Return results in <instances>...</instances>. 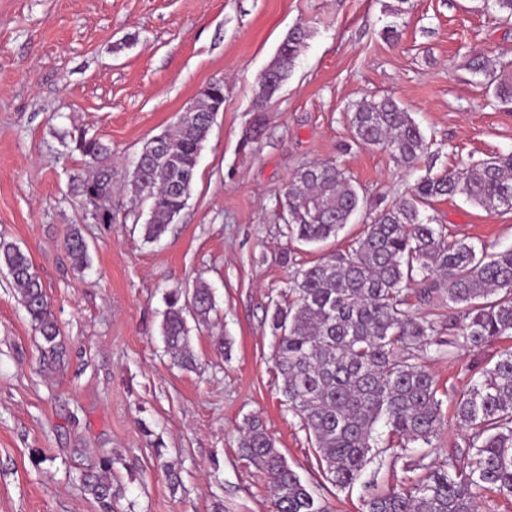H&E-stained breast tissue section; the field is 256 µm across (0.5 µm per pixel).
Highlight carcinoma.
<instances>
[{"label": "carcinoma", "instance_id": "carcinoma-1", "mask_svg": "<svg viewBox=\"0 0 512 512\" xmlns=\"http://www.w3.org/2000/svg\"><path fill=\"white\" fill-rule=\"evenodd\" d=\"M501 20L512 19V0H485ZM311 37L302 25L289 30L271 60L274 76H259L254 88V118L249 139L264 131L265 106L279 92ZM469 70L488 80L503 103L512 102V60L499 68L475 57ZM355 144L381 146L393 160L415 167L427 152L423 133L411 114L393 99L372 98L352 112ZM211 129L208 114L199 112L187 124L173 126L157 145L174 156L169 165L142 161L143 178L131 179L128 191L150 204L144 236L154 242L185 208L198 157ZM74 149L94 169L73 180L76 195L101 224L112 213L98 215L93 198L112 193L111 150L99 138L80 132ZM461 195L488 212H512V152L441 174H426L408 196L381 209L363 237L345 253L319 258L295 269L288 278L285 301L274 305L270 326L272 360L282 378L288 411L298 417L325 476L340 491L350 487L378 447L376 426L382 422L396 444L395 459L407 457L409 445L432 446L443 425L442 400L425 359L428 349L442 353L434 323L402 308L403 285L420 286L426 299L443 289L459 334L448 337V355L457 348L475 350L512 338V247L492 255L462 239L449 241L443 226L423 215L442 197ZM281 219L286 235L306 244L325 243L350 223L364 203L353 177L334 161H310L293 174L284 193ZM65 245L75 265H89L87 242L71 226ZM16 286L19 301L41 343L44 366L64 363L66 350L57 317L27 252L0 243V267ZM161 336L171 363L196 367L190 346L189 321L206 324L216 303L209 284L198 278L189 289L165 294ZM456 419L465 428V447L437 466L413 464L422 474L370 497L365 512H478L479 498L512 497V348L504 350L456 401ZM240 451L261 469L273 493L274 512H328L315 497L271 436L256 419L245 422ZM464 459L461 466L458 461ZM112 458L82 476L85 490L106 512L112 510Z\"/></svg>", "mask_w": 512, "mask_h": 512}]
</instances>
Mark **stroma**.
I'll list each match as a JSON object with an SVG mask.
<instances>
[{
    "mask_svg": "<svg viewBox=\"0 0 512 512\" xmlns=\"http://www.w3.org/2000/svg\"><path fill=\"white\" fill-rule=\"evenodd\" d=\"M312 35L266 105L258 140L245 142L254 85L288 30ZM395 26L397 37L382 31ZM512 55V21L483 0H0V242L27 251L67 348L44 369L39 339L6 271H0V512H103L79 480L112 457V512H273L265 475L243 459L241 428L255 416L330 512L414 478L384 454L337 491L323 475L272 361L269 316L289 278L284 250L307 266L341 253L371 217L439 173L512 151V104L467 67ZM224 84L185 208L164 237L146 242L147 206L131 207L125 175L144 143L213 82ZM392 97L419 125L428 150L417 167L354 142L359 102ZM112 151L111 224L79 207L70 177L88 174L73 134ZM335 160L351 173L363 209L326 247L289 242L280 219L296 169ZM449 239L493 253L512 247V212L491 214L458 197L430 212ZM83 229L90 264L76 269L67 225ZM203 278L217 309L191 333L194 370L164 353L163 296ZM405 309L447 339L448 299ZM223 337V350L213 340ZM512 346L432 356L443 401L434 447L409 458L435 466L463 447L455 401ZM408 458V459H409Z\"/></svg>",
    "mask_w": 512,
    "mask_h": 512,
    "instance_id": "1",
    "label": "stroma"
}]
</instances>
